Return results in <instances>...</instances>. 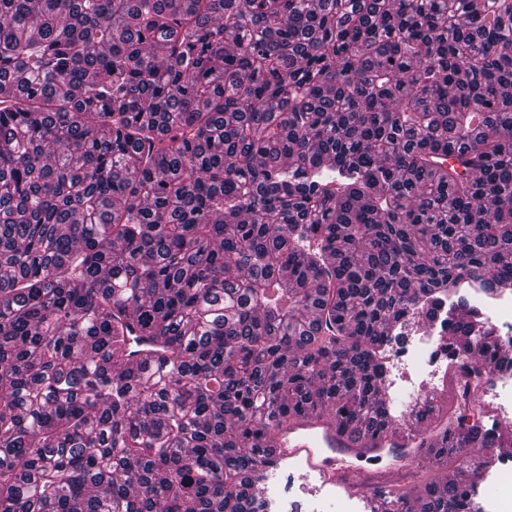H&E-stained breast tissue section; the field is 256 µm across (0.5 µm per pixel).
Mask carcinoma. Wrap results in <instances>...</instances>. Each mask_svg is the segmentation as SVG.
<instances>
[{
	"label": "carcinoma",
	"instance_id": "1",
	"mask_svg": "<svg viewBox=\"0 0 512 512\" xmlns=\"http://www.w3.org/2000/svg\"><path fill=\"white\" fill-rule=\"evenodd\" d=\"M507 283L512 0H0V512H269L277 429L394 432L383 344ZM413 415L471 512L512 426ZM464 456L467 464L459 469L448 468V479L467 485L483 494L489 489L490 481L502 470L503 461L512 459V452L499 453L493 445L484 447L481 443H477L473 448H466Z\"/></svg>",
	"mask_w": 512,
	"mask_h": 512
}]
</instances>
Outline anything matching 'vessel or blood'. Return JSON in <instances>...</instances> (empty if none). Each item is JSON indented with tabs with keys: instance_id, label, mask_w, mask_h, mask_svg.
<instances>
[{
	"instance_id": "1",
	"label": "vessel or blood",
	"mask_w": 512,
	"mask_h": 512,
	"mask_svg": "<svg viewBox=\"0 0 512 512\" xmlns=\"http://www.w3.org/2000/svg\"><path fill=\"white\" fill-rule=\"evenodd\" d=\"M276 451L280 457L299 459L322 481L357 492L366 484L365 460H391L409 467L424 454L420 437L410 432L389 436L369 446L351 431L342 429L328 417L306 415L277 430Z\"/></svg>"
}]
</instances>
